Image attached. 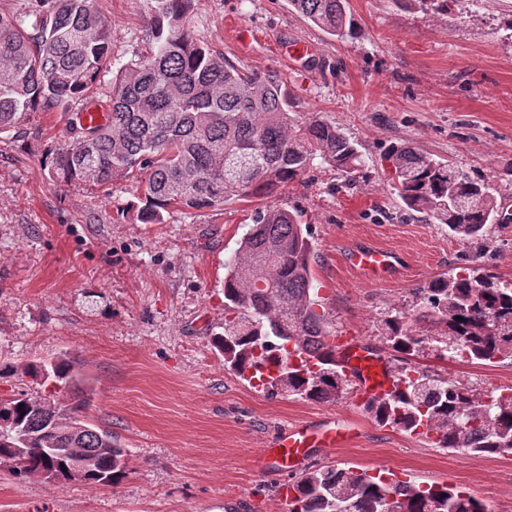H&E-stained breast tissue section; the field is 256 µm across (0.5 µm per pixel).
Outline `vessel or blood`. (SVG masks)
<instances>
[{
  "instance_id": "vessel-or-blood-1",
  "label": "vessel or blood",
  "mask_w": 512,
  "mask_h": 512,
  "mask_svg": "<svg viewBox=\"0 0 512 512\" xmlns=\"http://www.w3.org/2000/svg\"><path fill=\"white\" fill-rule=\"evenodd\" d=\"M347 262L376 283L396 274L399 266L394 252L371 245L352 249ZM336 358L366 397H382L394 390L397 376L387 359L373 348L344 342L337 349ZM352 433L348 422L333 417L320 423L300 421L290 424L269 448L263 450L255 467L260 472L274 475L298 472L308 460L311 449L338 447Z\"/></svg>"
}]
</instances>
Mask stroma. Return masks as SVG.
Returning <instances> with one entry per match:
<instances>
[{"mask_svg":"<svg viewBox=\"0 0 512 512\" xmlns=\"http://www.w3.org/2000/svg\"><path fill=\"white\" fill-rule=\"evenodd\" d=\"M360 32L340 41L288 0H195L189 31L237 65L279 75L297 120L318 114L358 143L354 186L315 161L276 205L298 209L312 232L318 299L338 335L387 352L383 321L412 311L416 290L469 255L512 282V0H457L425 14L397 0H348ZM112 22V60L146 52L144 0H96ZM68 115L38 112L27 136L0 133V397L19 393L111 431L129 454L113 485L16 479L0 463V512H287L281 476L256 458L287 425L334 416L353 438L310 461L445 483L491 512H512V455H474L379 425L354 386L318 403L273 395L224 366L211 346L224 329V262L251 222L253 204L173 212L140 224L127 211L137 186H62L41 168L66 134ZM408 142L493 179L498 220L476 252L421 213L403 216L385 159ZM400 253L394 281L374 284L350 267L353 247ZM70 365L68 381L21 375L29 362ZM423 369L483 393L512 388V360L479 364L419 358Z\"/></svg>","mask_w":512,"mask_h":512,"instance_id":"35a3bbf8","label":"stroma"}]
</instances>
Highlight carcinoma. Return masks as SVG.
I'll return each instance as SVG.
<instances>
[{
    "label": "carcinoma",
    "instance_id": "1",
    "mask_svg": "<svg viewBox=\"0 0 512 512\" xmlns=\"http://www.w3.org/2000/svg\"><path fill=\"white\" fill-rule=\"evenodd\" d=\"M150 52L112 71V23L93 0H28L0 12V133L25 138L34 112H71L67 140L48 149L49 178L66 186L145 185L130 204L142 224L173 210L202 211L279 194L319 157L351 182L363 167L356 143L317 115L299 121L278 75L247 72L188 32L194 0H146ZM439 14L452 0H397ZM328 34H357L347 0H288ZM104 109L85 125L78 112ZM393 189L410 211L477 244L497 211L483 176L438 161L410 143L391 146ZM309 225L277 205L254 212L224 278V332L212 337L224 365L273 394L314 402L343 397L348 377L336 360V333L315 309ZM415 317L383 320L390 349L405 365L396 389L366 402L382 426L439 448L512 455V393L477 396L469 386L410 365L448 356L493 364L512 358V283L485 268L440 276L419 289ZM425 323L418 330L413 322ZM81 426L74 445L93 455L83 482L114 484L128 454L112 433L23 394L0 398V462L17 478L69 480L65 421ZM288 512H489L475 495L446 484L415 486L353 467L320 466L291 478Z\"/></svg>",
    "mask_w": 512,
    "mask_h": 512
}]
</instances>
